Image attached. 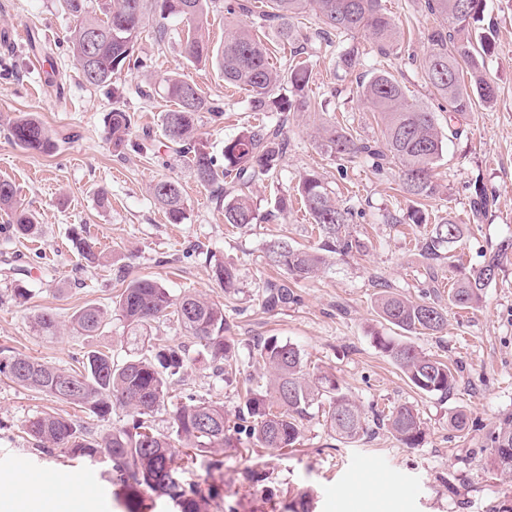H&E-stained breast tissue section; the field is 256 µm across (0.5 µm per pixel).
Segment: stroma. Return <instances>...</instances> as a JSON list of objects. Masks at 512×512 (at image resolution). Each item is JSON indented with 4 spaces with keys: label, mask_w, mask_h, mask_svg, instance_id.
Listing matches in <instances>:
<instances>
[{
    "label": "stroma",
    "mask_w": 512,
    "mask_h": 512,
    "mask_svg": "<svg viewBox=\"0 0 512 512\" xmlns=\"http://www.w3.org/2000/svg\"><path fill=\"white\" fill-rule=\"evenodd\" d=\"M403 32L399 53L384 58L367 52L361 74L382 67L402 84L409 101L427 105L440 128H447L448 105L425 81L417 61L429 49L428 35L437 20L416 0H385ZM71 23L58 0H0V180L11 182L18 198L35 213L38 232L15 237L0 212V265L23 271L20 283L0 275V351L75 369L85 351L104 349L114 360L128 355L119 319L96 336L68 331L72 314L87 304L111 310L124 276H148L173 296L205 295L224 306L241 360L236 379L216 376L196 345L190 362L170 384L172 395L186 390L220 401L228 416L243 405L245 387L261 382L253 358L255 345L274 337L299 348L308 370L335 375L348 395L365 411L416 406L424 439L415 448L401 444L370 421L368 433L352 444L332 438L321 414L306 421L303 444L296 451L252 452L244 445L224 451V492L240 504V512H268V504L239 474L250 467L268 477L280 504L309 489L314 512H497L512 500V477L489 466L487 435L512 414V262L505 263L485 289L479 307H449L445 329L436 335H412L419 351L448 363L457 383L445 396L415 389L390 359L376 348L374 336L396 330L380 321L375 300L385 291L418 296L429 287L428 269H436L440 303L447 304L446 284L458 270L479 269L501 243L512 241V0H483L475 33L489 34L494 50L485 56L483 73L494 85L491 106L477 107L445 138L443 157L435 169L440 191L426 206L427 223L406 220L410 202L397 168L375 172L370 164L347 162L326 153L315 129L336 120L361 138H376L380 128L372 112L355 94V76L337 73L331 56L313 61L308 93L311 112H268L256 115L246 91L225 85L218 69L197 66L182 53L184 23L166 24L164 40L143 33L135 66L115 75L112 85L88 84L78 69L66 33ZM52 38H45V31ZM46 40L45 53L29 49L30 37ZM181 75L196 84L202 96L219 104L220 120L202 113L199 140L220 153L225 140L244 127L283 125L288 149L273 177L256 184L253 201L257 222L234 229L224 222V206L211 188L196 179L189 161L167 148L162 118L173 109L166 97L168 78ZM121 108L134 116L133 145L114 154L107 140L105 115ZM22 113L40 118L58 138L54 154L40 155L15 144L10 126ZM308 173L317 174L342 207L352 210L349 229L365 249L335 256L313 280L299 284L295 302L266 311L262 289L277 273L268 266L270 242L286 237L312 247L318 241L310 216L294 202L296 186ZM162 178L179 182L185 202L182 223H170L150 193ZM492 195L493 205L480 223H473L470 200L475 188ZM107 189L110 203L100 206L98 189ZM293 200L287 211L278 201ZM453 217L466 227L452 259L429 265L421 245L433 224ZM95 239L106 262L88 267L74 249V232ZM234 264L241 291L228 298L211 277L210 259ZM27 288L15 298V285ZM54 314L65 331L56 339L41 337L34 315ZM456 411L468 417L459 432L448 424ZM72 419L103 434L126 424L124 414L97 420L74 405L16 386L0 377V474L14 488L36 497L46 489L45 472L56 470L79 478L96 474L99 490L88 496L72 488L60 493L52 512H124L112 494L111 467L82 458L48 456L33 450L21 432L26 419L40 413Z\"/></svg>",
    "instance_id": "obj_1"
}]
</instances>
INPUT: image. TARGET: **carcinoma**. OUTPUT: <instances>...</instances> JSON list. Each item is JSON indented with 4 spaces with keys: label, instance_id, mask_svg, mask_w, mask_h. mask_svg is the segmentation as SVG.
Masks as SVG:
<instances>
[{
    "label": "carcinoma",
    "instance_id": "obj_1",
    "mask_svg": "<svg viewBox=\"0 0 512 512\" xmlns=\"http://www.w3.org/2000/svg\"><path fill=\"white\" fill-rule=\"evenodd\" d=\"M73 20L68 41L75 62L89 56V35L105 31L111 38L102 42L97 58L80 67L85 81L103 86L130 66L131 58L146 21H156L155 33H166L165 22L177 20L188 26L183 42L185 57L194 64L209 63L224 81L245 90L253 112H308L312 101L306 94L311 65L303 60L287 71L269 61V48L257 35L272 28L293 54L306 53L315 45L340 47L338 69L352 74L363 66L364 52L356 38L362 36L382 57L394 54L401 33L386 12L382 0H268V10L257 13L252 0H234L225 6L233 19L224 24V45L213 48L205 29L209 9L219 0H59ZM421 6L439 18L428 36L431 50L420 61L427 84L448 102V117L489 105L495 89L482 72L478 56L489 54L492 40L481 37L472 43L473 23L480 19L483 0H423ZM312 14L316 27L302 34L295 20ZM246 16L251 21H234ZM468 64L469 80H464L461 62ZM288 88V93L280 90ZM356 94L379 115L381 138L354 137L348 129L324 123L318 129L322 149L341 159L365 161L382 171L388 164L399 168L402 191L412 202L411 224H425V202L439 193L434 169L444 152V138L435 113L411 103L399 81L388 71L372 73L356 84ZM166 95L175 108L163 115L165 139L183 148L196 179L224 195V223L247 228L256 223L252 197L246 189L276 172L287 149L280 125L252 126L224 142L216 157L198 141L200 113L214 117L219 107L206 100L197 87L180 76L172 77ZM112 149H126L133 116L114 108L104 119ZM15 143L27 150L49 155L57 149V137L31 115L18 116L11 125ZM319 233L314 249L298 248L282 238L269 245V265L283 272L282 278L268 281L262 305L273 311L295 301L292 286L314 278L334 254L346 255L364 248V242L348 231L352 213L336 204L330 191L313 174L298 185ZM151 193L165 209L170 223L185 218L183 194L175 180L156 182ZM490 199L483 189L475 190L472 216L484 214ZM0 211L9 218L15 234L28 236L37 231L35 217L16 199L13 185L0 181ZM465 227L453 218L442 219L421 246V255L433 262L464 240ZM75 248L86 266L95 267L103 259L97 243L89 236L76 235ZM508 259V248H500L479 269L457 276L448 289L450 305L465 310L475 308L483 293ZM212 277L230 297L239 292L236 267L224 262L212 266ZM131 345L129 358L116 362L103 350L83 354V369L76 371L48 364L28 356L0 352V375L15 385L43 393L83 408L101 421L112 412H127L130 423L97 436L70 419L51 414L37 415L23 425L25 433L44 454L60 453L91 461L104 457L112 463L113 495L124 501L126 512H141L145 501L164 498L172 512H239L238 504L224 496V447L231 441H246L254 449L270 452L293 448L300 442L310 409H322L326 424L338 440L355 443L367 433L368 417L343 390L335 377L312 375L306 370L300 350L288 342L268 338L257 344L253 355L263 364L267 384L246 391L243 407L235 419L224 414V406L195 392H185L176 402L169 396L171 380L180 375L189 360L185 345L151 342L155 324L171 317L200 348L216 374L229 380L239 372L236 345L228 336L230 324L224 305L202 295L172 298L158 281L141 277L130 280L113 301ZM378 316L408 334L436 335L447 322V310L424 295L416 299L386 291L376 300ZM108 321L106 311L88 304L71 317L81 335L96 336ZM42 336L57 333L55 317L43 312L34 319ZM376 347L404 373L417 389L432 394H448L455 386L453 370L444 362L418 352L414 346L388 336L373 338ZM168 415L169 431L155 427L159 414ZM389 432L408 448L419 446L424 429L419 412L401 405L382 418ZM490 464L502 475H512V415L505 417L489 434ZM181 455L199 466L207 479L186 483L175 458ZM244 481L256 487L261 498L270 499L263 485L265 477L253 470L241 472Z\"/></svg>",
    "mask_w": 512,
    "mask_h": 512
}]
</instances>
